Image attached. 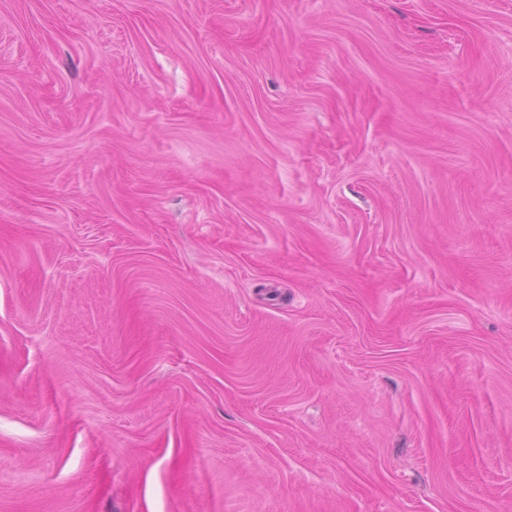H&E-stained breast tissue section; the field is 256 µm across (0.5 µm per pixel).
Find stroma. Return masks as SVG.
<instances>
[{
    "label": "stroma",
    "instance_id": "35a3bbf8",
    "mask_svg": "<svg viewBox=\"0 0 512 512\" xmlns=\"http://www.w3.org/2000/svg\"><path fill=\"white\" fill-rule=\"evenodd\" d=\"M0 512H512V0H0Z\"/></svg>",
    "mask_w": 512,
    "mask_h": 512
}]
</instances>
